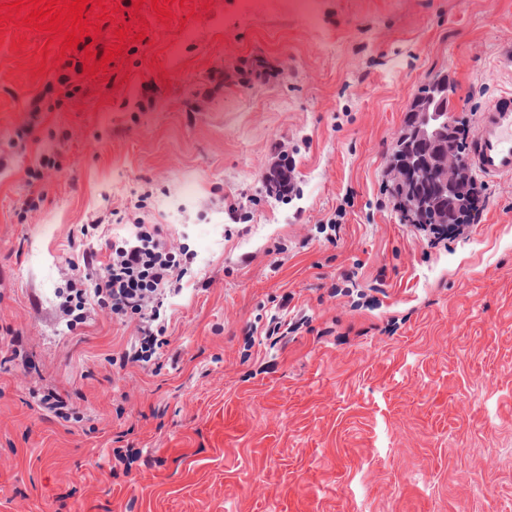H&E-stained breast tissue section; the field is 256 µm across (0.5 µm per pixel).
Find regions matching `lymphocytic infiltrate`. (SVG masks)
Instances as JSON below:
<instances>
[{"instance_id":"f902f5d3","label":"lymphocytic infiltrate","mask_w":512,"mask_h":512,"mask_svg":"<svg viewBox=\"0 0 512 512\" xmlns=\"http://www.w3.org/2000/svg\"><path fill=\"white\" fill-rule=\"evenodd\" d=\"M193 262L182 244L160 239L156 225L142 224L133 239L110 245L93 283L72 276L56 289L55 303L70 330L95 312L135 323L138 334L121 361L146 370L169 345L165 301Z\"/></svg>"}]
</instances>
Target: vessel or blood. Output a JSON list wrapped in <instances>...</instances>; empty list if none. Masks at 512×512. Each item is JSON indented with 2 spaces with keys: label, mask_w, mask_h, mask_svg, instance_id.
I'll return each instance as SVG.
<instances>
[{
  "label": "vessel or blood",
  "mask_w": 512,
  "mask_h": 512,
  "mask_svg": "<svg viewBox=\"0 0 512 512\" xmlns=\"http://www.w3.org/2000/svg\"><path fill=\"white\" fill-rule=\"evenodd\" d=\"M470 162L486 181L512 179V92L500 93L480 113Z\"/></svg>",
  "instance_id": "vessel-or-blood-1"
}]
</instances>
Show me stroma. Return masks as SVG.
<instances>
[{
    "mask_svg": "<svg viewBox=\"0 0 512 512\" xmlns=\"http://www.w3.org/2000/svg\"><path fill=\"white\" fill-rule=\"evenodd\" d=\"M101 2L68 51L0 21V338L32 365L0 363V512H512V180L435 245L386 192L420 85L447 75L472 127L512 91V0H317L311 23L273 5L242 22L241 0ZM284 155L278 199L264 176ZM340 206L330 243L317 227ZM140 222L196 256L149 372L109 363L133 324L70 331L54 306L70 271L95 279L84 251L105 261ZM285 294L302 328L250 345ZM117 446L142 454L113 474ZM32 396L41 409L48 411L57 419L66 423H79L83 420V417L74 411L72 404L56 392L33 391Z\"/></svg>",
    "mask_w": 512,
    "mask_h": 512,
    "instance_id": "stroma-1",
    "label": "stroma"
}]
</instances>
